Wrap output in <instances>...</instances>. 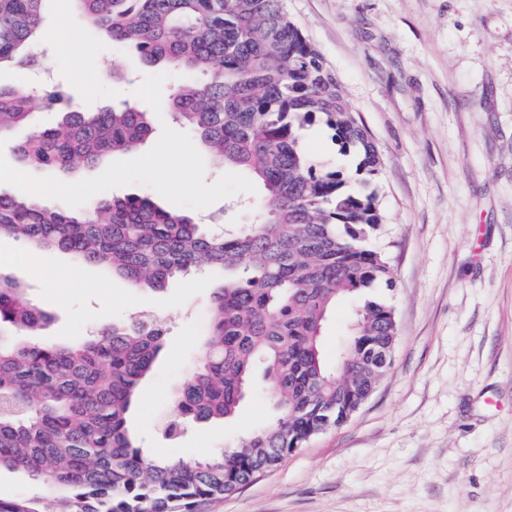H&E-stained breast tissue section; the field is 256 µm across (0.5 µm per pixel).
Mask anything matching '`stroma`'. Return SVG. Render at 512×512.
Masks as SVG:
<instances>
[{
	"label": "stroma",
	"instance_id": "obj_1",
	"mask_svg": "<svg viewBox=\"0 0 512 512\" xmlns=\"http://www.w3.org/2000/svg\"><path fill=\"white\" fill-rule=\"evenodd\" d=\"M335 73L379 151L372 188L384 216L379 245L394 268L383 296L398 327L392 366L364 404L236 493L202 512H512V0H285ZM34 52L41 68L0 70V86L66 88L94 112L128 103L154 112L138 153L110 156L71 176L30 171L0 190L81 206L105 194L148 196L205 219L249 222L229 200L261 196L249 175L216 166L165 103L182 73L125 53L72 7L50 0ZM306 153L357 182L356 159L331 130L303 132ZM0 269L52 314L41 340L70 344L150 310L166 316L160 359L143 380L131 428L159 458L204 461L266 427V392L239 414L178 440L160 426L197 365L216 279L176 278L156 292L130 288L60 251L0 238Z\"/></svg>",
	"mask_w": 512,
	"mask_h": 512
}]
</instances>
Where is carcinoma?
I'll return each mask as SVG.
<instances>
[{
	"label": "carcinoma",
	"instance_id": "cac0c4a2",
	"mask_svg": "<svg viewBox=\"0 0 512 512\" xmlns=\"http://www.w3.org/2000/svg\"><path fill=\"white\" fill-rule=\"evenodd\" d=\"M50 0H0V66H38L31 53ZM118 49L112 77L133 47L150 66L201 74L176 84L170 120L190 130L224 168L263 189L258 219L235 230L196 222L145 196L105 195L54 207L0 191V237L71 253L160 290L191 273H218L198 365L173 395L168 438L184 422L234 418L268 382L272 422L203 462L157 459L128 426L141 381L164 348L166 326L139 315L69 345L22 342L51 319L27 289L0 273V469L41 482L61 512H200L282 463L316 435L341 425L386 369L372 351L397 339L393 310L376 294L394 285L387 255L367 240L384 223L367 181L310 159L302 133L320 119L357 170L377 175L381 159L320 53L283 0H73ZM43 111L62 113L42 127ZM154 113L124 105L73 107L62 91L41 99L23 84L0 87V134L30 129L15 153L20 169L72 173L139 148ZM341 299L355 301L343 349L356 362L344 377L321 356V333ZM0 512H43L23 493Z\"/></svg>",
	"mask_w": 512,
	"mask_h": 512
}]
</instances>
